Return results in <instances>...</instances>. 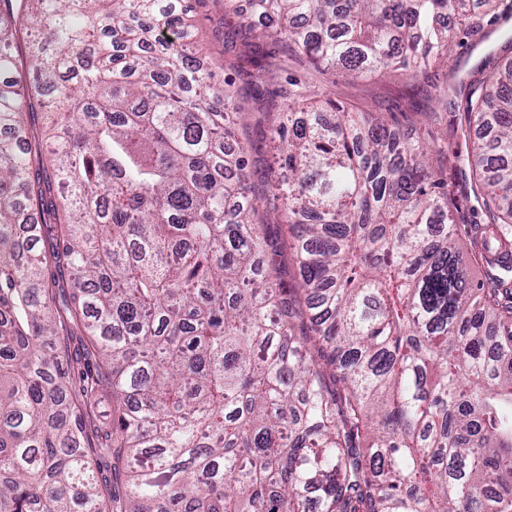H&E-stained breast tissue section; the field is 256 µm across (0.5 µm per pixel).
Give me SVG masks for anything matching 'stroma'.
I'll use <instances>...</instances> for the list:
<instances>
[{"instance_id": "obj_1", "label": "stroma", "mask_w": 512, "mask_h": 512, "mask_svg": "<svg viewBox=\"0 0 512 512\" xmlns=\"http://www.w3.org/2000/svg\"><path fill=\"white\" fill-rule=\"evenodd\" d=\"M183 4L188 10L187 20L205 50L204 63L213 68L217 77H224V62L234 57L233 52L224 49V35L249 16V0H183ZM449 34L447 63L435 64L417 80L403 72L354 79L340 68L319 71L309 62L294 63L277 48L272 51V61L278 70L274 79L261 89H254L247 74H240L235 88L244 112L237 126V136L246 148L252 185L263 188L268 176V138L282 118L281 112L272 109L271 104L278 100L291 75L314 74L312 93L331 89L337 100L398 123L402 132L410 137L423 134L429 115H437L435 129L439 132L444 131L450 121L461 119L469 90L451 78L450 63L460 62L463 71H471L487 53H501L505 37L490 23L478 33L453 26Z\"/></svg>"}]
</instances>
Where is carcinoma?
Here are the masks:
<instances>
[{
	"instance_id": "obj_1",
	"label": "carcinoma",
	"mask_w": 512,
	"mask_h": 512,
	"mask_svg": "<svg viewBox=\"0 0 512 512\" xmlns=\"http://www.w3.org/2000/svg\"><path fill=\"white\" fill-rule=\"evenodd\" d=\"M251 2L260 83L269 46L359 78L448 58L449 15L482 22L471 0ZM179 4L0 0V512H512V58L469 82L487 222L466 259L435 138L315 105L297 77L257 193L232 81ZM278 198L296 288L259 215ZM32 216L52 253L20 236ZM73 322L96 358L78 377Z\"/></svg>"
}]
</instances>
